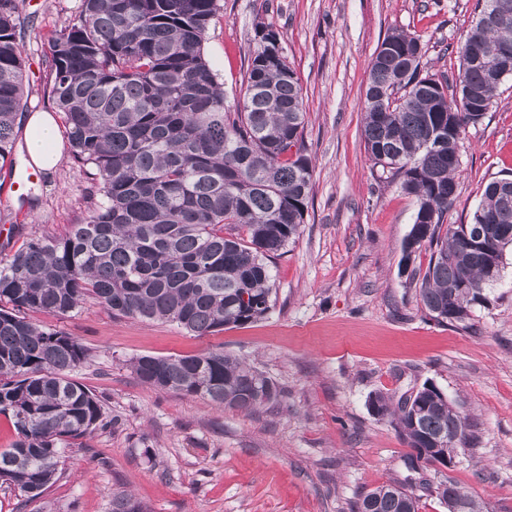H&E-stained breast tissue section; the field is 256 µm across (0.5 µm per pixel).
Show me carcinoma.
Instances as JSON below:
<instances>
[{
  "instance_id": "carcinoma-1",
  "label": "carcinoma",
  "mask_w": 512,
  "mask_h": 512,
  "mask_svg": "<svg viewBox=\"0 0 512 512\" xmlns=\"http://www.w3.org/2000/svg\"><path fill=\"white\" fill-rule=\"evenodd\" d=\"M500 0H483L455 48L453 91L422 73L418 38L400 31L373 56L365 89L364 145L369 157L400 177L416 199L405 243L410 255L431 250L412 269L422 307L439 323H463L486 303L504 252L512 246V179L488 183L468 224H447L457 192L458 143L482 112L460 108L472 93L487 105L512 78L483 58L512 52L508 12L485 28ZM220 0H81L78 15L49 37L47 85L63 121L72 159L90 170L86 218L61 235L30 236L15 250L0 245V414L17 439L0 451V481L28 501L54 482L60 451L103 421L96 396L71 377L87 357L75 337L46 330L25 312L68 316L92 301L117 316L174 323L205 336L256 320L273 307L271 258L299 235L313 166L304 145L302 89L278 33L257 32L243 104L230 109L203 44ZM20 22L0 0V175L12 177L23 117ZM498 218L497 263L469 245ZM248 300H243V297ZM137 378L159 391L252 412L282 397L266 373L222 350L197 355H143ZM380 415L394 418L412 449L408 469L448 465L471 439L468 418L431 383L398 400L377 394ZM456 484L437 494L456 512ZM112 512H144L127 493L112 494ZM352 512H418L400 482L360 495Z\"/></svg>"
}]
</instances>
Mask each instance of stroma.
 I'll list each match as a JSON object with an SVG mask.
<instances>
[{
  "label": "stroma",
  "instance_id": "1",
  "mask_svg": "<svg viewBox=\"0 0 512 512\" xmlns=\"http://www.w3.org/2000/svg\"><path fill=\"white\" fill-rule=\"evenodd\" d=\"M22 24L25 114L52 110L47 36L77 15L80 0H12ZM478 15L477 0H221L205 50L227 105L261 27L273 26L295 70L306 112L312 189L300 235L273 259L276 305L263 318L196 336L177 325L116 317L94 303L68 317L34 313L36 325L76 337L88 351L75 380L113 423L62 448V473L28 504L0 486V512H111L131 493L146 512H350L377 486L404 480L411 450L372 394L399 396L432 382L460 402L472 426L449 466L410 483L419 512H448L435 486L452 481L484 512H512V250L488 305L468 322L437 324L406 271L426 268L422 248L405 254L416 200L364 147L362 100L370 63L392 30L419 38L422 69L454 81L450 47ZM451 224L469 223L486 185L512 178V79L460 142ZM88 174L63 155L36 184L39 203L0 200V243L61 234L86 214ZM13 238L5 232L11 225ZM221 349L264 371L283 400L256 412L156 392L130 363Z\"/></svg>",
  "mask_w": 512,
  "mask_h": 512
}]
</instances>
